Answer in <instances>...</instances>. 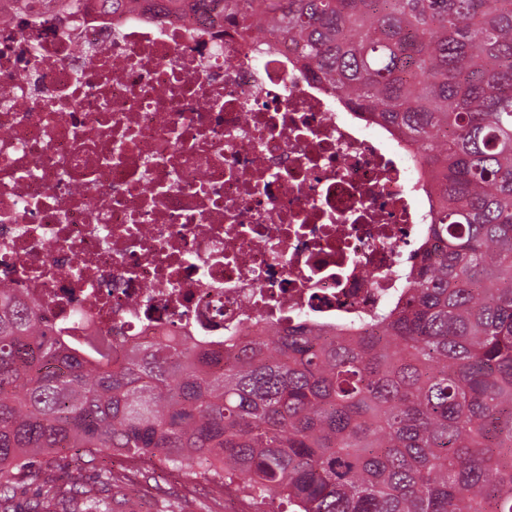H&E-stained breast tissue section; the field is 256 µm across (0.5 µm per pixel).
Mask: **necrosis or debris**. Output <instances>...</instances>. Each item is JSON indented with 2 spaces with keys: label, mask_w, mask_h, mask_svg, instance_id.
<instances>
[{
  "label": "necrosis or debris",
  "mask_w": 512,
  "mask_h": 512,
  "mask_svg": "<svg viewBox=\"0 0 512 512\" xmlns=\"http://www.w3.org/2000/svg\"><path fill=\"white\" fill-rule=\"evenodd\" d=\"M434 208L398 136L210 0H0V288L73 342L372 323Z\"/></svg>",
  "instance_id": "1"
}]
</instances>
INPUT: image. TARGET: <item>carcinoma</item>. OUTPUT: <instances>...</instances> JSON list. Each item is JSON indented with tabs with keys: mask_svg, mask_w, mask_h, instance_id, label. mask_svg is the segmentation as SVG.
<instances>
[{
	"mask_svg": "<svg viewBox=\"0 0 512 512\" xmlns=\"http://www.w3.org/2000/svg\"><path fill=\"white\" fill-rule=\"evenodd\" d=\"M402 137L440 205L374 320L215 346H75L0 289V512H114L103 449L286 512H512V0H219ZM57 464L58 467L53 471H49L46 474H43L42 479H54L56 484L61 486L69 485L74 481H78L79 483L88 487L92 485V470L84 469L81 472H77L70 465H68V459H64L63 457H58Z\"/></svg>",
	"mask_w": 512,
	"mask_h": 512,
	"instance_id": "cac0c4a2",
	"label": "carcinoma"
}]
</instances>
